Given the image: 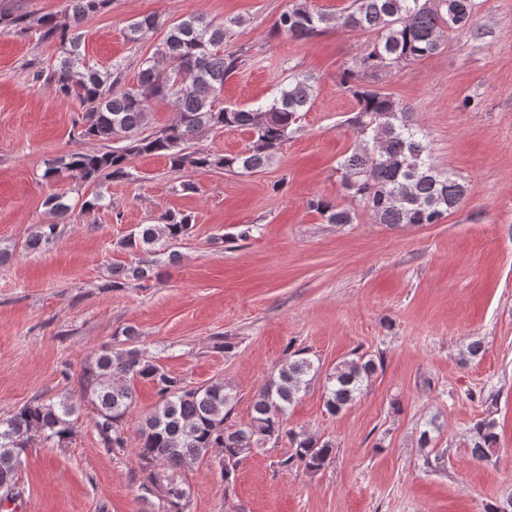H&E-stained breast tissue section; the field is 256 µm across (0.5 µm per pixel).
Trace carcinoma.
I'll use <instances>...</instances> for the list:
<instances>
[{
    "mask_svg": "<svg viewBox=\"0 0 512 512\" xmlns=\"http://www.w3.org/2000/svg\"><path fill=\"white\" fill-rule=\"evenodd\" d=\"M112 5V0H65L59 15H19L11 21L35 30L42 40H59L62 58L47 75L54 90L75 99L81 109L80 137L108 146L104 152H70L48 163L44 176L65 178L78 185L106 179L133 177L132 161L161 154L170 169H224L250 175L276 161L280 146L293 132L301 113L314 96V77L294 75L277 93L248 107L219 106L224 79L240 66L243 53L224 43L233 26L201 16L169 23L158 14L134 19L126 38L137 42L160 28L165 30L155 52L143 59L131 84L123 82V66L106 69L90 66L81 51L82 24L87 16ZM476 0H351L340 14L315 11L308 0H290L274 22V29L296 40H307L328 28L359 30L374 35L368 49L343 71L341 83L356 101L350 120L354 148L336 162V172L348 197L362 203L379 224H437L456 209L467 192L457 175L438 168L423 129L409 106L367 82L394 68L416 63L436 54L451 29L466 26ZM166 101L173 107L171 122L152 127L150 105ZM240 129L249 133L247 147L222 157L194 148V140L214 129ZM45 204L60 219L72 211L64 193L50 195ZM328 224H352L355 214L335 202H311ZM193 231L191 216L168 213L161 224H138L117 247L134 255L112 267V286L123 281H145L159 276L160 255ZM56 236V225L35 226L24 248L39 250ZM96 355L84 367L79 383L83 396L96 409L95 428L102 447H127L125 425L135 403V385L150 383L159 401L137 432V462L143 480V497L159 496L161 512H186L189 493L178 481V471L189 463L209 460L215 450L224 480L230 481L243 454L270 440L287 439L293 452L281 461L318 470L333 453V444L287 428L288 410L308 386L314 363L304 352L288 358L276 376L252 401L249 422L229 423L236 395L224 381L191 386L140 349L129 345L134 336ZM376 371L373 360L358 357L345 361L326 380V406L336 413L363 392ZM76 405L66 399L28 402L0 417V500H19L23 489L19 471L26 449L33 441L52 448L75 434ZM497 444L496 423L481 420L473 427L470 448L478 461L491 458Z\"/></svg>",
    "mask_w": 512,
    "mask_h": 512,
    "instance_id": "1",
    "label": "carcinoma"
}]
</instances>
